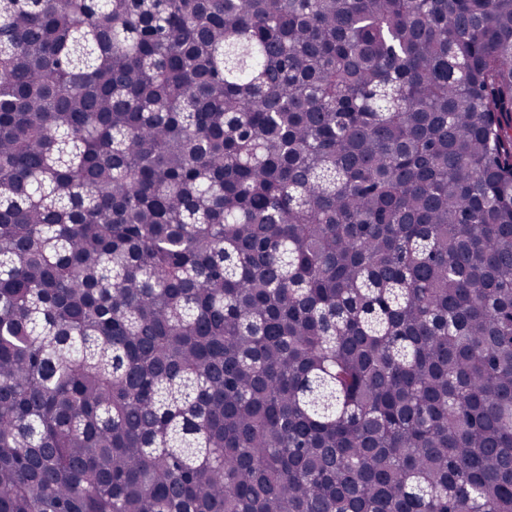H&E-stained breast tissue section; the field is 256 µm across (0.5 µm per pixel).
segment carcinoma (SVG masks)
Here are the masks:
<instances>
[{"label":"carcinoma","mask_w":512,"mask_h":512,"mask_svg":"<svg viewBox=\"0 0 512 512\" xmlns=\"http://www.w3.org/2000/svg\"><path fill=\"white\" fill-rule=\"evenodd\" d=\"M0 512H512V0H0Z\"/></svg>","instance_id":"obj_1"}]
</instances>
